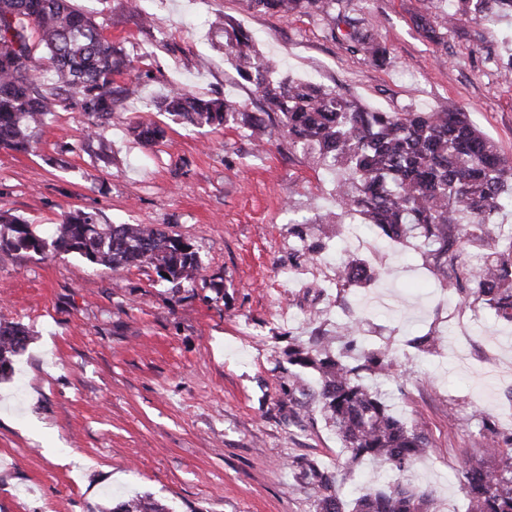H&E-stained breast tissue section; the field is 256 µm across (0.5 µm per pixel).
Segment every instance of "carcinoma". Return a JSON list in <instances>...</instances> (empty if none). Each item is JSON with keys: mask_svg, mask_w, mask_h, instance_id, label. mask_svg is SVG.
<instances>
[{"mask_svg": "<svg viewBox=\"0 0 512 512\" xmlns=\"http://www.w3.org/2000/svg\"><path fill=\"white\" fill-rule=\"evenodd\" d=\"M248 6L281 16H332L338 0H247ZM487 21L512 17V0H456L458 14ZM351 50L376 61L385 49L363 33L353 18L342 17ZM241 79L250 83L279 114L288 145L311 155L313 164L334 176L336 207L332 223L359 217L391 241L418 251L433 274L462 296L466 307H486L512 322V236L500 233L498 216L512 205V158L468 119L466 113L382 112L334 90L298 81L256 49L252 37L232 29L225 43ZM51 63L40 76L38 62ZM129 60L112 46L74 0H0V148L28 151L46 118L59 106L92 119L87 140L97 137V122L127 95L113 76ZM153 107L192 127L242 123L250 136H267V126L232 98H201L171 89ZM134 137L151 146L166 130L151 121L131 126ZM0 249L44 256L76 253L89 263L112 269L146 267L178 291L195 281L201 261L179 235L146 224H102L96 213L75 209L63 216L55 235L45 237L17 217L0 214ZM373 278L365 262L341 265L339 286H361ZM357 323L331 336L317 332L294 342L289 363L300 368L281 405L305 417L315 404L334 427L353 462L405 473L431 447L425 429L406 426L387 398L365 377L392 366L390 350L372 348L357 336ZM31 339L19 323H0V380L12 373V358ZM442 338L428 332L407 336L400 350L433 353ZM314 375L315 384L302 374ZM481 435L499 456L493 467L472 456L461 467L466 512H512V435L485 426ZM303 489L315 512H430L431 495L407 484L376 483L357 498L340 496L338 477L311 461L300 463ZM109 512H169L157 499L136 495Z\"/></svg>", "mask_w": 512, "mask_h": 512, "instance_id": "cac0c4a2", "label": "carcinoma"}]
</instances>
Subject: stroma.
I'll return each instance as SVG.
<instances>
[{"instance_id": "stroma-1", "label": "stroma", "mask_w": 512, "mask_h": 512, "mask_svg": "<svg viewBox=\"0 0 512 512\" xmlns=\"http://www.w3.org/2000/svg\"><path fill=\"white\" fill-rule=\"evenodd\" d=\"M103 36L128 56L120 112L100 127L106 158L89 148L88 120L57 109L28 152L0 149V211L49 235L65 212L104 224H159L189 240L203 270L173 292L154 270H112L68 253L0 249V321L32 333L0 380V512H109L148 494L174 512H312L298 462L344 474L341 495L371 478L428 491L434 512H463L461 465L492 460L478 413L512 434V324L486 311L457 313L410 247L367 229L326 239L317 226L335 211L329 173L274 136L257 145L242 125L192 128L150 103L179 87L268 112L211 39L217 15L250 32L286 74L385 112L461 109L512 157V79L502 63L512 18L464 16L449 25L448 0H339L336 12L386 50L383 61L352 52L319 17H281L245 0H76ZM139 118L166 130L140 144ZM310 222L306 241L326 242L333 262L372 261L377 276L335 289L327 313L303 314L305 275L285 281L302 257L283 250ZM361 323L379 347L435 332L438 354H412L368 384L425 427L432 446L411 472L351 465L321 412L296 426L279 405L294 368L290 338Z\"/></svg>"}]
</instances>
